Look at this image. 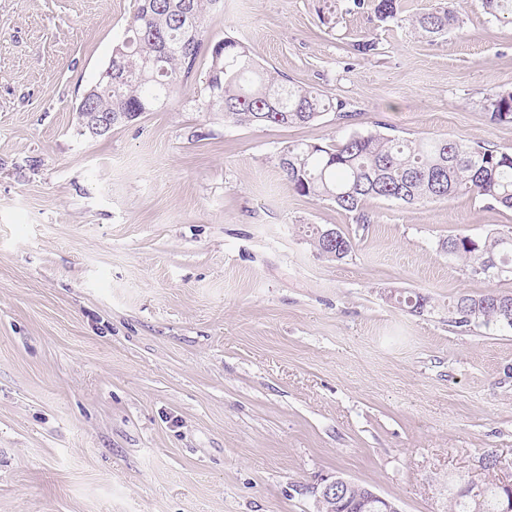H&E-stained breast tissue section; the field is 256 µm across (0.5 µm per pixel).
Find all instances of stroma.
Returning a JSON list of instances; mask_svg holds the SVG:
<instances>
[{"mask_svg": "<svg viewBox=\"0 0 512 512\" xmlns=\"http://www.w3.org/2000/svg\"><path fill=\"white\" fill-rule=\"evenodd\" d=\"M375 2L224 0L167 105L92 139L75 109L134 0H0V512H317L339 475L448 512L468 478L512 484V329L448 321L452 297L512 282L438 246L512 230V210L373 199L362 226L279 168L287 146L354 132L512 151V123L485 110L512 90V21L462 0L431 40L411 17L438 0L386 24ZM373 37L377 54H354ZM226 38L349 119L203 111ZM312 227L353 251L319 256Z\"/></svg>", "mask_w": 512, "mask_h": 512, "instance_id": "1", "label": "stroma"}]
</instances>
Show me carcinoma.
<instances>
[{
	"label": "carcinoma",
	"mask_w": 512,
	"mask_h": 512,
	"mask_svg": "<svg viewBox=\"0 0 512 512\" xmlns=\"http://www.w3.org/2000/svg\"><path fill=\"white\" fill-rule=\"evenodd\" d=\"M220 0H135L125 38L112 49V89L95 86L79 102L78 124L90 132L85 113H125L119 123L164 107L192 73L203 45L208 14ZM485 13L512 16V0H481ZM401 0H377L382 23L399 18ZM452 5H438L412 18L427 38L447 33L458 23ZM205 111L233 125L288 126L315 121L343 110L313 86L279 81L235 39L215 43L205 73ZM494 122H512V90L499 91L489 102ZM279 166L301 196L327 200L368 224L364 204L370 199L424 205L467 192L492 206L512 210V151L458 137L400 138L379 132L354 133L336 144H295L282 150ZM441 249L462 261L469 275L489 268L488 277L512 280V231L485 237L450 235ZM512 291L479 295L460 293L448 303V322L512 327ZM504 490L470 478L453 499L451 512H501Z\"/></svg>",
	"instance_id": "carcinoma-1"
}]
</instances>
